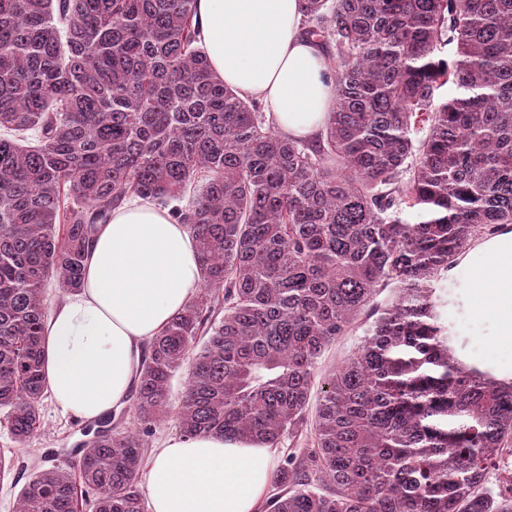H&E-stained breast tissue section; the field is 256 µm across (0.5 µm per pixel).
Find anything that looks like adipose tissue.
<instances>
[{"label":"adipose tissue","instance_id":"ef3b65f1","mask_svg":"<svg viewBox=\"0 0 512 512\" xmlns=\"http://www.w3.org/2000/svg\"><path fill=\"white\" fill-rule=\"evenodd\" d=\"M213 71L261 100L279 130L309 139L324 125L334 82L321 47L301 31L300 0H197ZM470 267L489 303L495 347L512 349V233L486 242ZM196 243L155 201L138 198L99 225L81 288L44 329L45 376L63 415L89 422L125 406L144 344L197 294ZM275 452L219 436L173 437L151 455V512H257Z\"/></svg>","mask_w":512,"mask_h":512}]
</instances>
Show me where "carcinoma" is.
Listing matches in <instances>:
<instances>
[{
	"instance_id": "carcinoma-1",
	"label": "carcinoma",
	"mask_w": 512,
	"mask_h": 512,
	"mask_svg": "<svg viewBox=\"0 0 512 512\" xmlns=\"http://www.w3.org/2000/svg\"><path fill=\"white\" fill-rule=\"evenodd\" d=\"M302 15L335 81L310 142L213 72L196 0H0V425L38 432L45 284L80 289L113 209L172 206L202 269L142 354L137 425L97 419L13 512H145L143 433L161 420L282 449L264 512H512L489 480L512 450V381L455 356L430 285L512 224V0H302ZM445 86L459 94L441 102ZM363 321H365V315L361 316L359 324L356 328L347 333L345 336H341L338 338V340H336V343H334L325 353L319 371L330 369L332 365L349 354L354 345L363 336V328L360 324Z\"/></svg>"
}]
</instances>
